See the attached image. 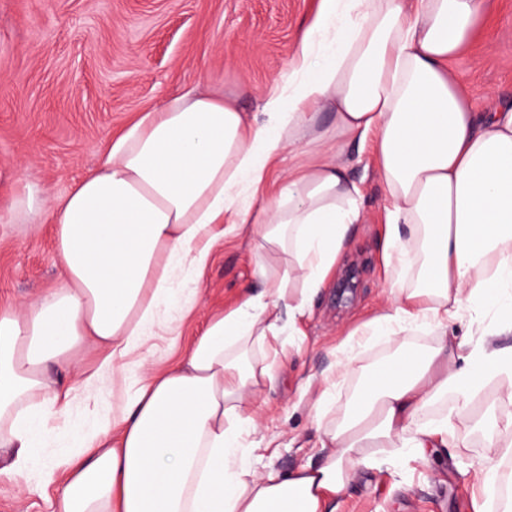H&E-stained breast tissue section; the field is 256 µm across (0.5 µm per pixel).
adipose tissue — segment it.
Here are the masks:
<instances>
[{"instance_id": "adipose-tissue-1", "label": "adipose tissue", "mask_w": 512, "mask_h": 512, "mask_svg": "<svg viewBox=\"0 0 512 512\" xmlns=\"http://www.w3.org/2000/svg\"><path fill=\"white\" fill-rule=\"evenodd\" d=\"M487 10L488 0H321L260 118L191 88L110 140L54 201L23 183L6 215L13 224L48 218L60 278L27 311L0 310L8 472L29 469L50 416L91 407L109 387L120 393L112 420L39 472L41 485L59 486L51 512H328L369 449L422 457L456 447L447 416L424 411L451 397L457 416L476 418L491 384L485 436L512 455V348L494 343L512 334V100L478 111L448 69ZM324 111L334 132L319 125ZM303 142L317 157L256 204L280 154ZM340 142L370 146L390 201L394 310L365 333L389 342L430 328L437 342L375 368L337 425L325 418L340 373L308 384L318 462L261 472L272 442L256 415L276 366L256 365L253 353L298 331L363 220L361 189L333 159ZM228 222L250 225L260 242L259 288L213 315L175 366L128 383L125 370L146 360L155 328L190 312L173 302L175 277L207 266ZM481 302L495 323L456 351L449 326ZM88 342L97 358L77 390L67 376Z\"/></svg>"}]
</instances>
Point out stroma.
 <instances>
[{
	"label": "stroma",
	"mask_w": 512,
	"mask_h": 512,
	"mask_svg": "<svg viewBox=\"0 0 512 512\" xmlns=\"http://www.w3.org/2000/svg\"><path fill=\"white\" fill-rule=\"evenodd\" d=\"M321 0H0V211L27 174L46 198L67 192L92 167L111 137L137 114L191 87L223 93L247 112L287 77L302 29ZM451 68L480 110L512 95V0H492L471 42ZM362 188L363 223L353 225L336 259H369L353 303L337 308L324 285L303 332L280 337L285 361L278 381L264 389L263 434L275 437L263 469L285 473L317 459L318 434L302 395L309 378L338 368L351 332L390 310L384 247L388 199L369 148L350 143L338 157ZM59 275L48 222L26 229L0 214V307L19 311L46 296ZM255 240L231 234L217 243L209 264L179 283L193 311L175 331H157L155 353L130 378L177 362L213 314L236 306L255 284ZM434 336L406 331L394 342L365 348L338 388L330 421L340 422L376 363L405 352L428 351ZM118 399L100 396L97 414L73 409L50 418L44 454L73 448L75 438L111 418ZM461 447L451 457L412 459L397 454L355 473L336 512H473L483 498L479 468L495 457L472 422L456 423ZM0 512H49L42 489L16 474H0Z\"/></svg>",
	"instance_id": "1"
}]
</instances>
